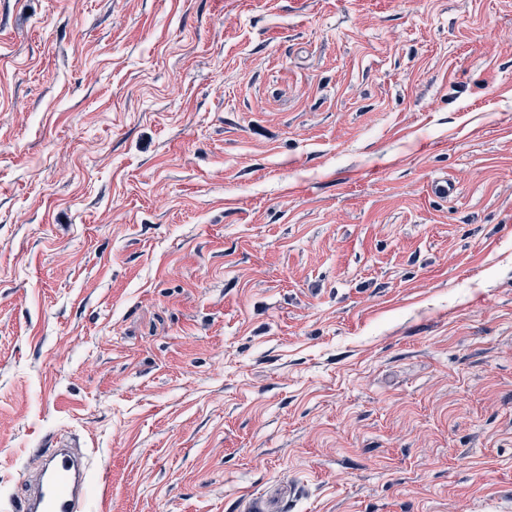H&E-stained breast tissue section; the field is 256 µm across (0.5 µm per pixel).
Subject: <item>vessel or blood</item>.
<instances>
[{
    "instance_id": "obj_1",
    "label": "vessel or blood",
    "mask_w": 512,
    "mask_h": 512,
    "mask_svg": "<svg viewBox=\"0 0 512 512\" xmlns=\"http://www.w3.org/2000/svg\"><path fill=\"white\" fill-rule=\"evenodd\" d=\"M37 467L20 496L5 505L7 512H88L93 476L86 453L55 442L39 449Z\"/></svg>"
}]
</instances>
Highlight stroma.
Segmentation results:
<instances>
[{
    "label": "stroma",
    "instance_id": "35a3bbf8",
    "mask_svg": "<svg viewBox=\"0 0 512 512\" xmlns=\"http://www.w3.org/2000/svg\"><path fill=\"white\" fill-rule=\"evenodd\" d=\"M61 433L93 512H512V0H0V501Z\"/></svg>",
    "mask_w": 512,
    "mask_h": 512
}]
</instances>
